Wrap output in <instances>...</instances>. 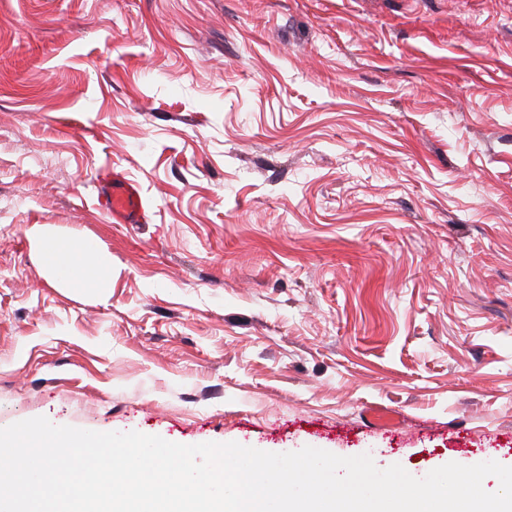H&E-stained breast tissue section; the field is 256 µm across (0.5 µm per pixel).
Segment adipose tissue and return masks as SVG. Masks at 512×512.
<instances>
[{
	"mask_svg": "<svg viewBox=\"0 0 512 512\" xmlns=\"http://www.w3.org/2000/svg\"><path fill=\"white\" fill-rule=\"evenodd\" d=\"M34 244L46 257L48 266L72 285L85 281L83 268H106L111 264L110 257L88 239L57 240L44 237L35 239Z\"/></svg>",
	"mask_w": 512,
	"mask_h": 512,
	"instance_id": "ef3b65f1",
	"label": "adipose tissue"
}]
</instances>
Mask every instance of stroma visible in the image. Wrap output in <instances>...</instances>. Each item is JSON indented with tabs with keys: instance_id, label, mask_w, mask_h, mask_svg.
I'll use <instances>...</instances> for the list:
<instances>
[{
	"instance_id": "35a3bbf8",
	"label": "stroma",
	"mask_w": 512,
	"mask_h": 512,
	"mask_svg": "<svg viewBox=\"0 0 512 512\" xmlns=\"http://www.w3.org/2000/svg\"><path fill=\"white\" fill-rule=\"evenodd\" d=\"M37 416L512 463V0H0V428ZM99 197L106 213L116 224H145L148 210L138 184L128 179L121 171L103 179ZM34 244L41 249L48 266L70 285L80 284L84 287L96 288L103 296L107 294V288H111V259L107 254L101 252L93 241L88 239L57 240L52 237L40 239L37 237ZM89 267H107L109 273L105 278L87 280L83 278L81 271L83 268L85 270Z\"/></svg>"
}]
</instances>
